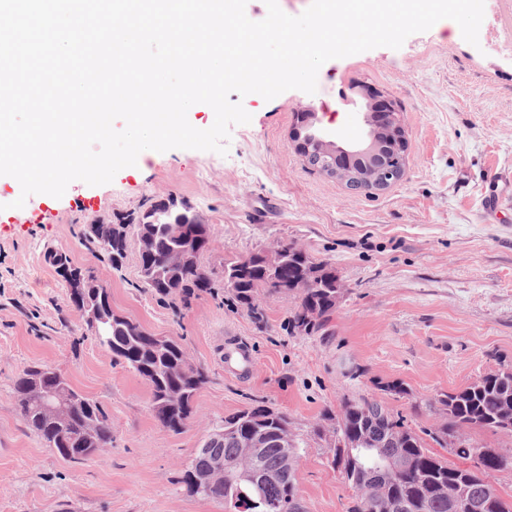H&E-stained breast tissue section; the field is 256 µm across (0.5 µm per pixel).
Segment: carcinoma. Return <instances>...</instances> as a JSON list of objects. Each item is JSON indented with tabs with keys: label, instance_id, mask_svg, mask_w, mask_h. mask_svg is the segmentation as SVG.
Returning <instances> with one entry per match:
<instances>
[{
	"label": "carcinoma",
	"instance_id": "cac0c4a2",
	"mask_svg": "<svg viewBox=\"0 0 512 512\" xmlns=\"http://www.w3.org/2000/svg\"><path fill=\"white\" fill-rule=\"evenodd\" d=\"M127 235L146 240L139 252L141 288L161 301H188L200 293L215 292L216 281L196 260L174 266L173 255L183 246L203 253L210 246L209 225L198 222L189 204L177 209L174 199L152 203L137 216L124 221ZM95 251L112 269H122L128 245L106 237L92 242ZM279 261L269 268L259 254L250 264L242 259L224 263L223 288L232 300L253 312L260 291L295 293L299 304L287 320L288 334L319 332L336 311V268L331 262L314 261L293 242H281ZM318 268L314 279L307 266ZM107 322L91 328L98 343L145 379L151 387V408L160 425L179 433L193 415V401L205 382V373L188 360L182 345L166 339L167 348H155V336L143 326L112 321V306H106ZM45 375L44 387L56 389L66 375L51 367H31L13 384L19 412L29 430L62 459L78 463L112 447V416L98 401L78 396L77 406L62 428L50 421L41 396L31 389L33 376ZM445 422L433 440L464 461L465 468L431 452L423 439L377 399L346 400L338 412L325 411L320 421L332 427L334 442L366 434L370 448H331L329 462L354 491L347 512H387L394 501L402 512H454L448 491L458 493L466 505L463 512H512L493 485V474L512 469V456L496 448L479 447L462 435L465 429L501 431L498 418L512 407V367L488 372L467 386L435 398ZM293 437L292 422L282 411L266 405L238 410L224 417V435L209 450H197L181 477L192 495L233 504L235 512H306L298 498L295 463L300 443L284 447V437ZM224 462V478L212 484L196 479Z\"/></svg>",
	"mask_w": 512,
	"mask_h": 512
}]
</instances>
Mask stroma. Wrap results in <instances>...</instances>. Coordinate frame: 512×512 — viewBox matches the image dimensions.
I'll return each instance as SVG.
<instances>
[{"mask_svg": "<svg viewBox=\"0 0 512 512\" xmlns=\"http://www.w3.org/2000/svg\"><path fill=\"white\" fill-rule=\"evenodd\" d=\"M396 105L409 150L401 180L368 194L312 171L296 153V115L342 146L365 140L366 89ZM242 102L250 123L230 129L227 155L171 149L111 183L76 180L59 198L14 202L19 182L0 176V512H224L187 493L180 478L225 415L265 404L288 414L301 449L296 485L306 512H346L353 494L328 462L330 435L312 432L324 410L361 397L407 415L415 429L444 420L435 396L512 366V184L486 211L492 174L512 175V56L452 40L438 27L400 49L378 47L324 63L317 90ZM187 202L211 226L201 263L222 280L224 263L293 242L336 268L344 294L327 327L289 335L297 300L261 292L259 314L227 293L160 302L138 289L137 241L112 270L79 238L82 225L115 224L144 205ZM93 268L112 307L157 336L177 339L206 383L180 433L151 410L149 384L114 361L70 304L47 247ZM251 348L247 377L224 368V347ZM33 365L60 368L112 416L113 442L74 464L25 425L13 382ZM398 381V397L380 384Z\"/></svg>", "mask_w": 512, "mask_h": 512, "instance_id": "1", "label": "stroma"}]
</instances>
